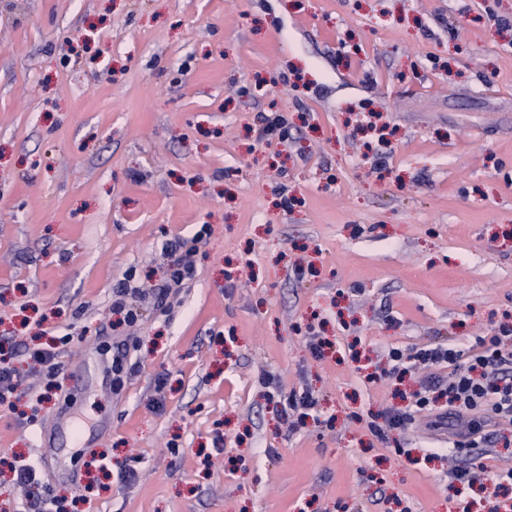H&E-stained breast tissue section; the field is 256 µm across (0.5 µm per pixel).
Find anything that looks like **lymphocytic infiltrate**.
Returning a JSON list of instances; mask_svg holds the SVG:
<instances>
[{"mask_svg": "<svg viewBox=\"0 0 512 512\" xmlns=\"http://www.w3.org/2000/svg\"><path fill=\"white\" fill-rule=\"evenodd\" d=\"M164 249L175 260L167 270L165 284L151 290L161 307L173 289L192 277L196 244L175 238ZM501 343V337L493 336L477 339L465 350L440 345L410 355L395 348L389 353L390 374L398 376L410 363L450 368L448 380L434 376L422 382L415 394V407L429 413L433 427L446 432L454 447L479 448L487 443L486 428L494 420H512V369L505 367L507 357ZM10 468L15 482L27 489V512H62L57 497L38 478L32 463L20 459Z\"/></svg>", "mask_w": 512, "mask_h": 512, "instance_id": "1", "label": "lymphocytic infiltrate"}]
</instances>
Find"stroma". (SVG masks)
Listing matches in <instances>:
<instances>
[{"label":"stroma","instance_id":"35a3bbf8","mask_svg":"<svg viewBox=\"0 0 512 512\" xmlns=\"http://www.w3.org/2000/svg\"><path fill=\"white\" fill-rule=\"evenodd\" d=\"M178 237L200 240L179 305L120 323L113 286L162 284ZM503 325L512 0H0V339L60 338L62 364L30 415L45 383L15 353L0 460L47 455L70 498L101 457L94 512H512V483L449 473L512 468V422L449 447L419 376L380 375ZM268 376L313 391L305 424Z\"/></svg>","mask_w":512,"mask_h":512}]
</instances>
